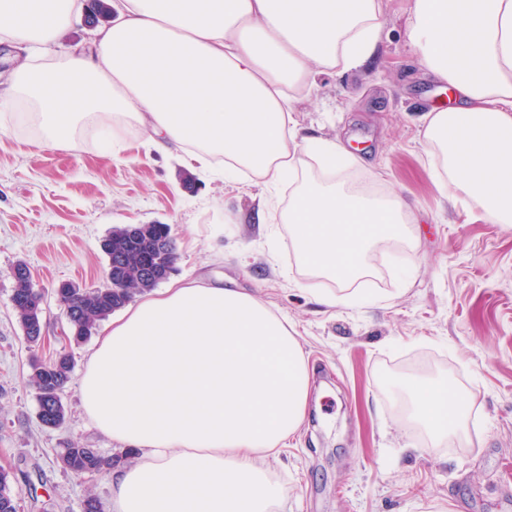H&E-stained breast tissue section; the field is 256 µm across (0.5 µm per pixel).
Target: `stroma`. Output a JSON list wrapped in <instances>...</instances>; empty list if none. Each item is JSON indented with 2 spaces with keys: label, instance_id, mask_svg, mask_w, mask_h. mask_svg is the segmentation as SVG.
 I'll list each match as a JSON object with an SVG mask.
<instances>
[{
  "label": "stroma",
  "instance_id": "obj_1",
  "mask_svg": "<svg viewBox=\"0 0 512 512\" xmlns=\"http://www.w3.org/2000/svg\"><path fill=\"white\" fill-rule=\"evenodd\" d=\"M408 0H382V45L371 67L323 75L296 104L303 137L341 138L402 195L420 221L411 244L375 250L365 286L386 304L320 305L328 283L298 265L280 221L289 188L265 223H253L260 189L227 184L176 152L124 135L112 153L92 131L42 149L23 114L0 133V468L14 479L17 512H81L86 496L110 503V475L77 476L58 458L68 445L110 455L111 439L83 414L77 382L62 427L43 428L28 381L31 352L14 312L10 275L31 269L46 294V344L58 349L67 321L53 291L106 279L100 244L113 226L165 224L176 276L222 278L256 295L294 328L312 370L299 437L269 472L287 489L280 512H512V224L468 219L445 202L417 136L419 119L449 104L405 43ZM445 376L469 403L467 435L431 437L405 418L407 387Z\"/></svg>",
  "mask_w": 512,
  "mask_h": 512
}]
</instances>
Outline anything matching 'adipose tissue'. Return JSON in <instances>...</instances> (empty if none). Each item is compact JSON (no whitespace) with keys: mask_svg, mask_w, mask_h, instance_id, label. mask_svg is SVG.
<instances>
[{"mask_svg":"<svg viewBox=\"0 0 512 512\" xmlns=\"http://www.w3.org/2000/svg\"><path fill=\"white\" fill-rule=\"evenodd\" d=\"M82 0H0V42L27 51L0 104H29L36 143L78 130L180 150L225 179L275 195L300 265L333 282L362 277L380 242L408 236L400 195L353 187L358 159L338 139L298 134L294 102L314 74L365 67L380 51L381 0H120L91 50L58 39ZM406 41L452 105L421 117L430 172L472 220L512 224V0H409ZM311 383L286 319L223 280L176 279L130 305L88 356L82 409L129 449L112 471V512H277L262 467L299 433ZM410 416L459 434L468 405L445 378L408 390Z\"/></svg>","mask_w":512,"mask_h":512,"instance_id":"1","label":"adipose tissue"}]
</instances>
